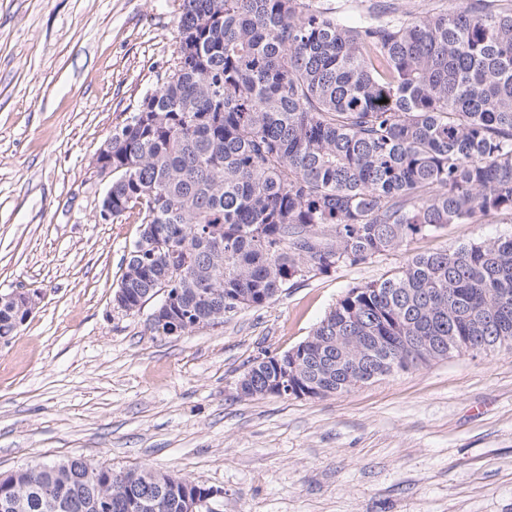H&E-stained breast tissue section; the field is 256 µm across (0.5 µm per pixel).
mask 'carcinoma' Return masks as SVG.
Here are the masks:
<instances>
[{
    "label": "carcinoma",
    "instance_id": "cac0c4a2",
    "mask_svg": "<svg viewBox=\"0 0 512 512\" xmlns=\"http://www.w3.org/2000/svg\"><path fill=\"white\" fill-rule=\"evenodd\" d=\"M179 9L162 85L105 146L112 219L134 210L141 224L113 307L153 304L158 335L222 324L294 280L512 211V9L378 0L352 24L314 0ZM26 320L0 300V341ZM348 325L370 337L363 384L419 368L399 356L403 336L435 337L438 360L512 348V236L416 254L350 289L307 339L299 388H353L336 349ZM286 357L253 362L240 394L266 396ZM207 490L67 458L0 473V512H183Z\"/></svg>",
    "mask_w": 512,
    "mask_h": 512
}]
</instances>
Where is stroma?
I'll return each mask as SVG.
<instances>
[{"label": "stroma", "mask_w": 512, "mask_h": 512, "mask_svg": "<svg viewBox=\"0 0 512 512\" xmlns=\"http://www.w3.org/2000/svg\"><path fill=\"white\" fill-rule=\"evenodd\" d=\"M177 0H0V473L75 457L223 490L220 512H512V350L449 355L321 398H246L255 359L312 335L408 257L512 235V212L297 280L215 327L156 335L112 296L141 227L100 218L95 165L174 60ZM27 296L26 292H12L1 295V298L12 300H1L0 298V341H8L19 330L27 320L28 309H22L14 299Z\"/></svg>", "instance_id": "35a3bbf8"}]
</instances>
